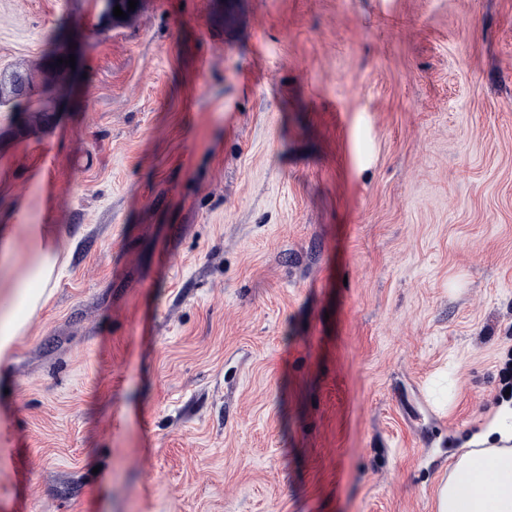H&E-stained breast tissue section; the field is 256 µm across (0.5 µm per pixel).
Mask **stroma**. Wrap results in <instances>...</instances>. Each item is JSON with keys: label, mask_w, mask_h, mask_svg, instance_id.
<instances>
[{"label": "stroma", "mask_w": 512, "mask_h": 512, "mask_svg": "<svg viewBox=\"0 0 512 512\" xmlns=\"http://www.w3.org/2000/svg\"><path fill=\"white\" fill-rule=\"evenodd\" d=\"M0 512H435L512 351V0H0ZM32 87H33L32 94L26 101H22L21 99H18V96L14 92V87H13V90L11 91L12 98H9L7 101H10V100L13 101V104H12V108L14 110L13 112L24 114L28 117L35 116V115L45 116L44 112H47V109L50 106H48V104H46L44 102V97L47 99V102H49L51 99V97L48 95L49 94V83L45 82V81H43L41 83L35 82L34 86H32ZM34 88L43 89L44 92L46 93L45 96L35 97L37 95V93H35ZM33 259L21 279L14 282L12 303L0 312V363L48 296V286L59 261V250L47 224H20Z\"/></svg>", "instance_id": "35a3bbf8"}]
</instances>
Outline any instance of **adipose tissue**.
I'll list each match as a JSON object with an SVG mask.
<instances>
[{
  "label": "adipose tissue",
  "instance_id": "1",
  "mask_svg": "<svg viewBox=\"0 0 512 512\" xmlns=\"http://www.w3.org/2000/svg\"><path fill=\"white\" fill-rule=\"evenodd\" d=\"M25 240L33 254L13 284V300L0 310V363L47 297L59 250L46 225L27 224ZM458 453L435 491L436 512H512V407L501 405L494 419Z\"/></svg>",
  "mask_w": 512,
  "mask_h": 512
}]
</instances>
